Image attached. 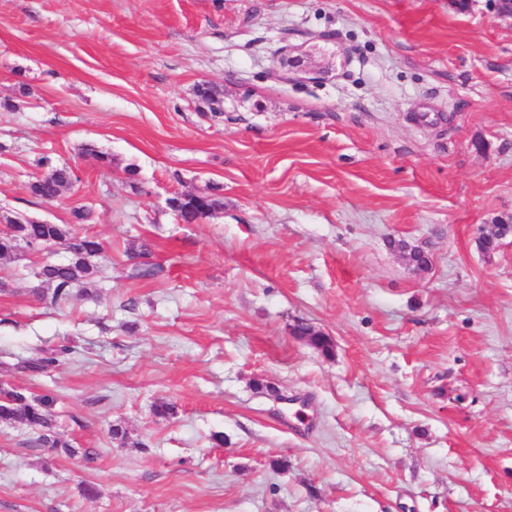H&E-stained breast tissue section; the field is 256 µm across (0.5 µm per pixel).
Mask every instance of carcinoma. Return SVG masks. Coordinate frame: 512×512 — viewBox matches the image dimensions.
<instances>
[{
	"instance_id": "carcinoma-1",
	"label": "carcinoma",
	"mask_w": 512,
	"mask_h": 512,
	"mask_svg": "<svg viewBox=\"0 0 512 512\" xmlns=\"http://www.w3.org/2000/svg\"><path fill=\"white\" fill-rule=\"evenodd\" d=\"M39 168H48V173L30 185L33 196L43 201H54L58 198L60 190L69 186L76 176L68 166H53L51 160L45 156L34 160ZM91 212L84 207L71 209L72 223L47 224L35 220H27L21 224L6 219V229H0V256L12 254L23 241L66 243L70 246L69 256L63 263L53 266L42 263L36 276L44 284L52 288L51 300L54 303L68 300L72 289L77 284H86L94 279L98 267L92 258L102 252L99 241L72 235V226L83 224L90 220ZM394 248L401 252L406 259L419 265H428L427 257L414 249L407 242L399 240ZM163 272L157 265L136 262L129 271V277L135 279L156 278ZM294 335L305 340L310 346L321 351L323 355L330 356L334 351V344L330 337L312 326L300 322L294 326ZM54 398L50 395L28 397L15 389H0V421L18 422L39 431L37 441L50 448H68L58 437L56 422L53 418L52 407Z\"/></svg>"
}]
</instances>
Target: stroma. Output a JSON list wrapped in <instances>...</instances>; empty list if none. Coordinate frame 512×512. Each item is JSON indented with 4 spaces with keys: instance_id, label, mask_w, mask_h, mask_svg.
I'll use <instances>...</instances> for the list:
<instances>
[{
    "instance_id": "35a3bbf8",
    "label": "stroma",
    "mask_w": 512,
    "mask_h": 512,
    "mask_svg": "<svg viewBox=\"0 0 512 512\" xmlns=\"http://www.w3.org/2000/svg\"><path fill=\"white\" fill-rule=\"evenodd\" d=\"M299 65L318 82L273 75ZM43 155L76 173L50 204ZM178 193L223 206L187 224ZM79 205L106 252L68 301L34 275L64 251L0 259V388L54 396L77 450L0 422V512H512V235L478 243L512 223L492 0H0V215ZM140 249L160 277L128 278ZM294 335L305 340L310 346L321 351L324 356H330L334 351V344L330 337L316 330L307 323L300 322L294 326Z\"/></svg>"
}]
</instances>
